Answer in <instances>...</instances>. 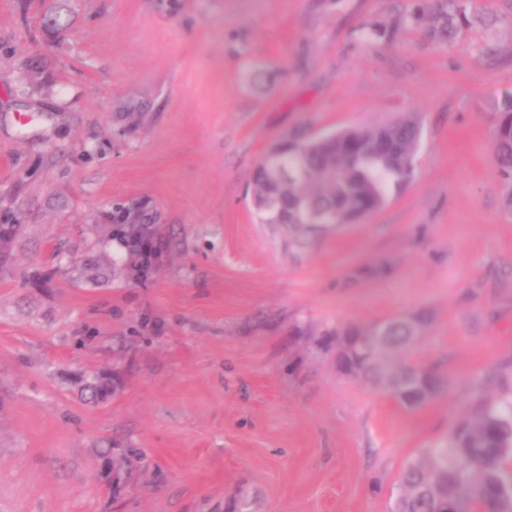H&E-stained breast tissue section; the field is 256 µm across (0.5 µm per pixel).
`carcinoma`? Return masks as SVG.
Here are the masks:
<instances>
[{"label":"carcinoma","instance_id":"1","mask_svg":"<svg viewBox=\"0 0 512 512\" xmlns=\"http://www.w3.org/2000/svg\"><path fill=\"white\" fill-rule=\"evenodd\" d=\"M437 41L452 39L470 18L461 0L434 5ZM421 123L414 117L372 126L330 132L318 141L288 140V155L280 165L287 171L304 166L307 181L292 195L276 191L255 208L260 223L286 224L296 232L291 243L339 224H352L382 208L392 186L410 181L421 145ZM492 150L498 174L512 182V100L493 118ZM369 328L327 329L325 340H336V362L361 378L396 394L406 409H419L450 387L436 367L401 358L415 343L413 326L400 321L387 325L389 346L372 351ZM505 364L470 381L473 403L431 446L404 466L399 479L395 512H512V386L500 390Z\"/></svg>","mask_w":512,"mask_h":512}]
</instances>
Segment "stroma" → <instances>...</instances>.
Returning <instances> with one entry per match:
<instances>
[{
	"instance_id": "obj_1",
	"label": "stroma",
	"mask_w": 512,
	"mask_h": 512,
	"mask_svg": "<svg viewBox=\"0 0 512 512\" xmlns=\"http://www.w3.org/2000/svg\"><path fill=\"white\" fill-rule=\"evenodd\" d=\"M435 2L68 0L55 37L53 0H0V512H391L470 378L512 361V0H466L445 43L402 22ZM411 114L383 208L302 248L260 223L250 177L285 138ZM417 311L407 355L451 387L414 412L317 344ZM492 150L498 174L512 182V100L504 103L493 118ZM129 251L139 258L138 272L147 271L157 255V246L148 237L126 240Z\"/></svg>"
}]
</instances>
